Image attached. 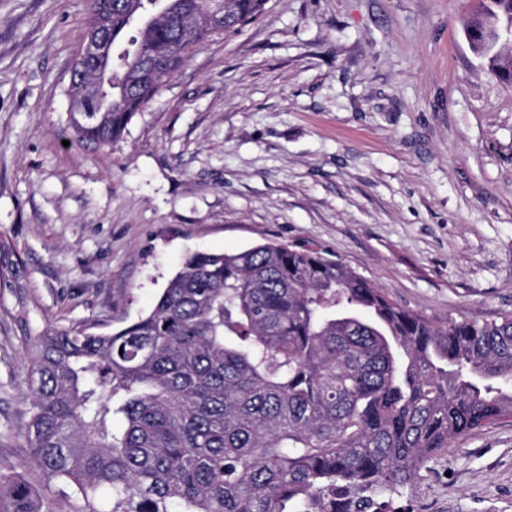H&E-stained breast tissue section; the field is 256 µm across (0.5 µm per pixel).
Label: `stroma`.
I'll return each mask as SVG.
<instances>
[{
    "mask_svg": "<svg viewBox=\"0 0 512 512\" xmlns=\"http://www.w3.org/2000/svg\"><path fill=\"white\" fill-rule=\"evenodd\" d=\"M479 7L268 0L99 151L68 123L87 0H0V466L27 457L30 341L125 326L191 252L298 243L437 322L512 313V81L466 38ZM396 503L512 512V421Z\"/></svg>",
    "mask_w": 512,
    "mask_h": 512,
    "instance_id": "stroma-1",
    "label": "stroma"
}]
</instances>
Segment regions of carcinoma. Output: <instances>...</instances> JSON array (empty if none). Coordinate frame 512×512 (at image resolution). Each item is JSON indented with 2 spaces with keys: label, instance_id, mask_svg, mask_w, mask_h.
<instances>
[{
  "label": "carcinoma",
  "instance_id": "obj_1",
  "mask_svg": "<svg viewBox=\"0 0 512 512\" xmlns=\"http://www.w3.org/2000/svg\"><path fill=\"white\" fill-rule=\"evenodd\" d=\"M91 4L74 65V140L107 147L209 38L267 0ZM136 27V35L123 40ZM493 74L512 60L478 48ZM34 465L71 512H385L456 438L512 419V313L434 322L320 249L185 256L154 308L106 334L48 329L28 349ZM119 415L124 426L115 430ZM0 512H43L0 471Z\"/></svg>",
  "mask_w": 512,
  "mask_h": 512
}]
</instances>
